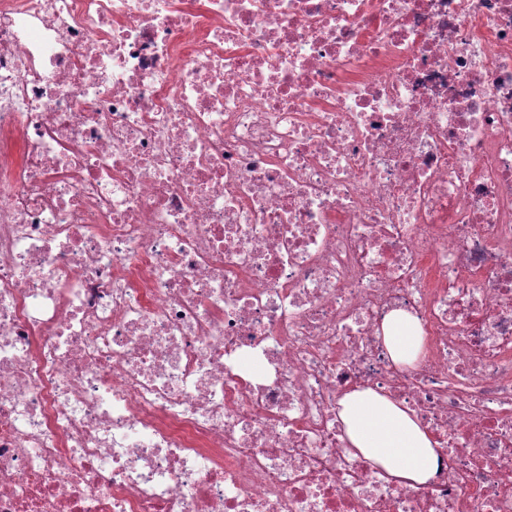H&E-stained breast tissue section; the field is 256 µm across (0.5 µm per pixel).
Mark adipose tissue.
<instances>
[{
  "label": "adipose tissue",
  "mask_w": 512,
  "mask_h": 512,
  "mask_svg": "<svg viewBox=\"0 0 512 512\" xmlns=\"http://www.w3.org/2000/svg\"><path fill=\"white\" fill-rule=\"evenodd\" d=\"M383 341L399 365L417 361L423 338L418 319L396 311L383 325ZM339 419L353 448L394 479L420 486L434 475L435 443L408 410L371 390L354 391L340 401Z\"/></svg>",
  "instance_id": "1"
}]
</instances>
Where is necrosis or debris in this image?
Masks as SVG:
<instances>
[{
    "label": "necrosis or debris",
    "instance_id": "obj_1",
    "mask_svg": "<svg viewBox=\"0 0 512 512\" xmlns=\"http://www.w3.org/2000/svg\"><path fill=\"white\" fill-rule=\"evenodd\" d=\"M0 512H512V0H0ZM384 344L398 365L413 366L422 350L423 336L418 319L405 311L390 314L383 325ZM339 404V419L353 448L396 480L416 487L431 479L436 443L408 410L372 390L348 393Z\"/></svg>",
    "mask_w": 512,
    "mask_h": 512
}]
</instances>
